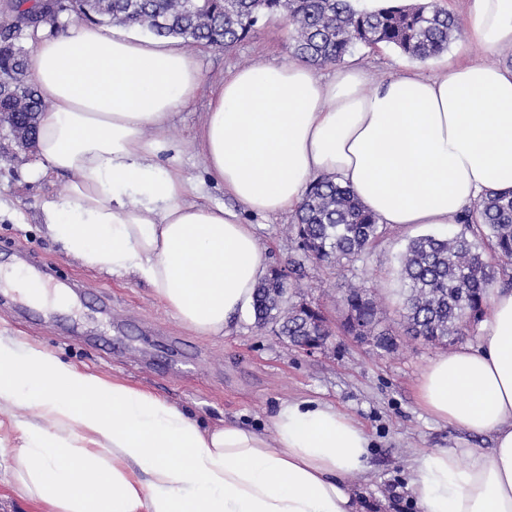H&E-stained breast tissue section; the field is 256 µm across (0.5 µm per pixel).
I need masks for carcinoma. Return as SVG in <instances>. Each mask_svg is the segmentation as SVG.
Returning a JSON list of instances; mask_svg holds the SVG:
<instances>
[{"label":"carcinoma","mask_w":512,"mask_h":512,"mask_svg":"<svg viewBox=\"0 0 512 512\" xmlns=\"http://www.w3.org/2000/svg\"><path fill=\"white\" fill-rule=\"evenodd\" d=\"M75 23L136 26L151 35L188 44L226 48L246 39L260 19L281 16L295 31V56L313 67L338 64L359 46H392L406 57L426 61L448 50L460 28L455 18L434 3L387 4L359 8L355 0H15L12 24L0 28V73H25L23 40L34 35L33 11ZM46 103L27 80L0 96V115L15 136L35 139L37 118ZM461 229L409 241L400 259L403 327L408 336L451 345L464 329L487 312L494 266L489 258L512 262V190L491 191L459 219ZM385 225L366 210L355 193L335 178L313 183L296 212V244L315 263L352 262L369 254ZM487 243L484 253L478 240ZM290 283L279 269L255 289L257 326L270 325L280 336L304 339L318 335L305 303H292ZM348 335L364 336L371 345L394 348L390 329L382 326L376 299L351 288L344 296Z\"/></svg>","instance_id":"carcinoma-1"}]
</instances>
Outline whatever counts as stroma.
<instances>
[{
    "label": "stroma",
    "instance_id": "1",
    "mask_svg": "<svg viewBox=\"0 0 512 512\" xmlns=\"http://www.w3.org/2000/svg\"><path fill=\"white\" fill-rule=\"evenodd\" d=\"M205 90L175 120L170 135L180 142L174 166L199 185L211 202L231 205L223 189L205 173L192 135L207 109V87L239 67H260L292 59L291 29L281 18L259 22L252 37L229 48L192 46ZM487 59L512 64V45L491 56L459 34L444 55L409 59L389 46L360 47L345 59L380 83L406 68L437 74L444 61ZM63 175H43L35 151L21 150L8 129H0V269L24 257L25 272H53L57 304H36L0 284V337L45 349L62 363L146 389L203 423L224 419L270 430L283 403L296 398L327 402L358 422L372 441L369 466L350 478L364 512H415L408 489L409 464L434 448H488L492 439L440 422L419 405L417 382L447 347L400 334L398 256L410 239L431 233L428 225H390L380 244L364 260L339 266L305 262L296 277L293 298L322 311L332 334L322 350L302 353L272 327L257 328L253 315L235 317L222 338L196 335L176 320L152 288L131 276L86 265L67 251L41 222L46 201L61 192ZM253 225L268 267H287L299 253L293 214L268 217L244 214ZM376 298L384 326L396 333V348L386 353L344 335L339 300L350 286ZM30 421L44 431L57 424L32 407L0 408V448L20 444L17 422Z\"/></svg>",
    "mask_w": 512,
    "mask_h": 512
}]
</instances>
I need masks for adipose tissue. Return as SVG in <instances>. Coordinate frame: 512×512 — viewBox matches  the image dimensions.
Segmentation results:
<instances>
[{"label":"adipose tissue","instance_id":"adipose-tissue-1","mask_svg":"<svg viewBox=\"0 0 512 512\" xmlns=\"http://www.w3.org/2000/svg\"><path fill=\"white\" fill-rule=\"evenodd\" d=\"M468 36L512 45V0H471ZM47 108L35 151L70 174L43 222L95 268L146 283L196 334L223 337L268 272L239 212H291L335 175L379 223L453 224L491 191L512 190V68L450 64L369 88L354 66L328 80L299 58L240 67L211 90L195 139L206 172L238 203L193 199L159 163L180 111L202 89L194 54L172 39L87 23L41 37L26 60ZM422 407L490 450L414 458L418 512H512V290L491 289L479 344L438 357L418 381ZM35 405L56 434L23 422L16 480L40 512H359L348 484L370 440L336 406L298 399L272 433L205 425L150 392L0 339V403ZM83 431L77 445L71 425Z\"/></svg>","mask_w":512,"mask_h":512}]
</instances>
